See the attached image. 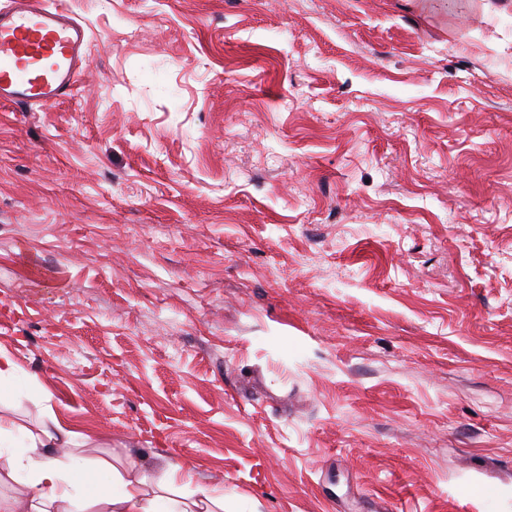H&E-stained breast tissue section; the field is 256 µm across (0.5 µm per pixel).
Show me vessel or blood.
Returning a JSON list of instances; mask_svg holds the SVG:
<instances>
[{"instance_id": "vessel-or-blood-1", "label": "vessel or blood", "mask_w": 512, "mask_h": 512, "mask_svg": "<svg viewBox=\"0 0 512 512\" xmlns=\"http://www.w3.org/2000/svg\"><path fill=\"white\" fill-rule=\"evenodd\" d=\"M89 65L83 27L46 0L0 7V101L47 107L72 97Z\"/></svg>"}]
</instances>
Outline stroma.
I'll use <instances>...</instances> for the list:
<instances>
[{
    "label": "stroma",
    "mask_w": 512,
    "mask_h": 512,
    "mask_svg": "<svg viewBox=\"0 0 512 512\" xmlns=\"http://www.w3.org/2000/svg\"><path fill=\"white\" fill-rule=\"evenodd\" d=\"M0 103V348L224 512H512V0H48ZM89 65L83 27L44 1L0 7V101L47 107L71 98Z\"/></svg>",
    "instance_id": "stroma-1"
}]
</instances>
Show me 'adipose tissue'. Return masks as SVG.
<instances>
[{
    "label": "adipose tissue",
    "mask_w": 512,
    "mask_h": 512,
    "mask_svg": "<svg viewBox=\"0 0 512 512\" xmlns=\"http://www.w3.org/2000/svg\"><path fill=\"white\" fill-rule=\"evenodd\" d=\"M76 432L67 429L53 412H45L38 431L0 417V485L19 483L25 500L0 499V512H72L86 505L90 512H223L224 497L202 488L197 495L174 493L170 480L188 471L187 463L168 461L159 477L131 467L120 471L104 461L89 477L77 474L56 450L74 444Z\"/></svg>",
    "instance_id": "obj_1"
}]
</instances>
